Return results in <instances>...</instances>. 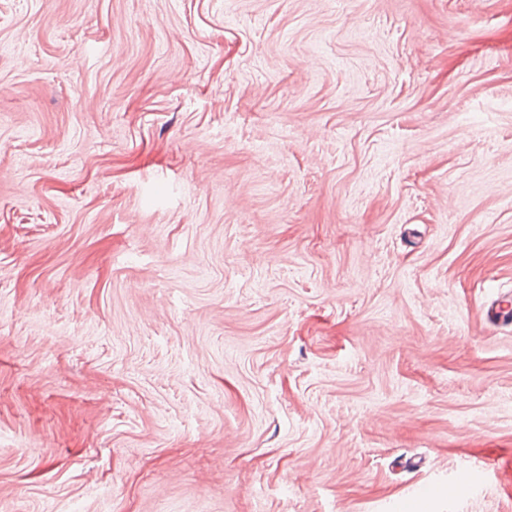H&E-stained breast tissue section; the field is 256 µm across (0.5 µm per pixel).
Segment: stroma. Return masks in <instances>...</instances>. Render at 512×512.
<instances>
[{"mask_svg":"<svg viewBox=\"0 0 512 512\" xmlns=\"http://www.w3.org/2000/svg\"><path fill=\"white\" fill-rule=\"evenodd\" d=\"M512 0H0V512H512Z\"/></svg>","mask_w":512,"mask_h":512,"instance_id":"stroma-1","label":"stroma"}]
</instances>
